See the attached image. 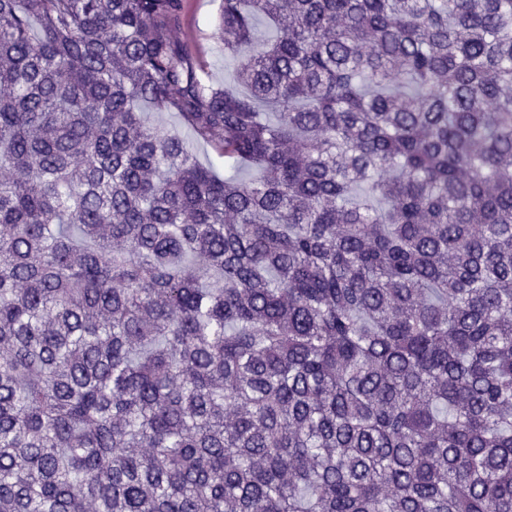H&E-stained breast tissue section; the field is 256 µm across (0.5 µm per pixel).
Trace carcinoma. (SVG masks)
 <instances>
[{
  "mask_svg": "<svg viewBox=\"0 0 512 512\" xmlns=\"http://www.w3.org/2000/svg\"><path fill=\"white\" fill-rule=\"evenodd\" d=\"M185 4L0 0V512H512V0ZM219 0H187V9L176 37L192 51L194 62L215 81L232 78L233 63L224 58L218 31ZM150 116L154 122L177 128L187 139L193 141L196 154L202 164L208 165L215 160L216 155L208 145L194 141L192 132L181 122L177 112H151Z\"/></svg>",
  "mask_w": 512,
  "mask_h": 512,
  "instance_id": "obj_1",
  "label": "carcinoma"
}]
</instances>
